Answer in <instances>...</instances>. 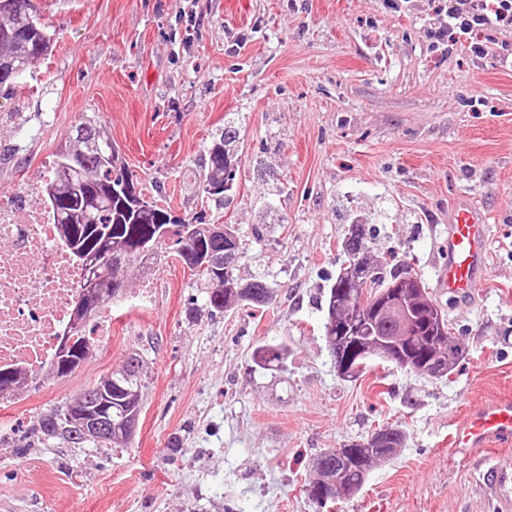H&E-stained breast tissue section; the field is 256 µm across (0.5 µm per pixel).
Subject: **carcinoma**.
Returning a JSON list of instances; mask_svg holds the SVG:
<instances>
[{
    "instance_id": "1",
    "label": "carcinoma",
    "mask_w": 512,
    "mask_h": 512,
    "mask_svg": "<svg viewBox=\"0 0 512 512\" xmlns=\"http://www.w3.org/2000/svg\"><path fill=\"white\" fill-rule=\"evenodd\" d=\"M5 8L11 15L0 17V89L11 88L17 81L9 73L11 63L22 58L29 67L46 55L51 45L48 32L40 25L31 26L26 17V13L33 11V0H5ZM68 139L69 144L57 155L52 177L46 183L47 204L56 217V227L63 228L59 233L60 241L72 251L78 264L83 265L84 255L99 260L94 266L84 265L86 277L116 283L112 298L116 299L122 293L127 268L135 261L142 263L155 257L158 244L169 237L172 239L170 249L189 267L199 284H218L206 292L205 303L211 311L227 313L242 304L263 307L270 301L272 289L266 280L255 278L242 285L234 277L241 248L237 240L223 246L216 240L204 242V247L213 251L224 248L221 265L203 266L189 261L180 247L179 227L195 222L203 230L207 225L203 216L191 221L168 207L157 205L137 211L124 197L116 194L91 210L85 216V223L67 224L87 194L105 187L116 190L129 183L140 186V181L125 162L107 168L103 155L112 150V141L101 134L94 122H80L70 130ZM229 139L226 130L207 148L209 174L203 183L206 194L213 188L214 195H221L224 193L221 186L236 181L237 167L227 165ZM343 252L345 260L336 276L330 279L326 293L324 333L329 349L337 347L344 355L350 348L359 346L366 364L373 358L386 360L389 350L399 346L412 353L413 358L424 359L417 364L416 372L430 377L447 374L456 361H448L445 355L427 356V353L435 352L437 336L441 335L431 325L434 309L426 306L421 296L399 289L400 300L412 311L414 323L411 324L399 308L386 309L382 303L381 295L409 271L400 266L388 270L374 258L363 224L351 225ZM91 340V330L85 327L66 337L63 346L48 362V371L57 377L73 373L86 358ZM286 357L284 346L266 345L257 349L253 361L262 368L278 367ZM140 368V360L134 356L128 358L121 369L125 384L137 391L142 389ZM123 401L124 395L112 394V420H120L119 414L124 407L133 413H141L142 394H137V401L132 404L125 405ZM36 433L40 440L60 439L78 446L87 442L99 446L113 443L109 425L104 423L96 433L87 434L71 421L66 408L43 415ZM404 441L405 433L401 429L385 426L362 443L345 445L338 454L332 451L320 454L313 461L317 478L309 485L310 498L322 508L335 501L336 496L329 493L327 482L338 473L346 492H358L371 467L391 458Z\"/></svg>"
}]
</instances>
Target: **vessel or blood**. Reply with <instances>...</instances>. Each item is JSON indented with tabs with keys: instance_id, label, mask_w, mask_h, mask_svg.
Instances as JSON below:
<instances>
[{
	"instance_id": "1",
	"label": "vessel or blood",
	"mask_w": 512,
	"mask_h": 512,
	"mask_svg": "<svg viewBox=\"0 0 512 512\" xmlns=\"http://www.w3.org/2000/svg\"><path fill=\"white\" fill-rule=\"evenodd\" d=\"M444 262L437 283L450 299L469 297L475 281L487 271L490 226L466 201H456L448 214L442 243ZM453 452L471 456L489 447L512 445V398L493 399L472 408L457 425L450 441ZM483 485L497 503L496 512H512V454L489 460Z\"/></svg>"
}]
</instances>
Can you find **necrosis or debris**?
I'll use <instances>...</instances> for the list:
<instances>
[{"label": "necrosis or debris", "instance_id": "necrosis-or-debris-1", "mask_svg": "<svg viewBox=\"0 0 512 512\" xmlns=\"http://www.w3.org/2000/svg\"><path fill=\"white\" fill-rule=\"evenodd\" d=\"M82 277L39 192L0 201V367L36 368L56 352Z\"/></svg>", "mask_w": 512, "mask_h": 512}]
</instances>
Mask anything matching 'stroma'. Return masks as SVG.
<instances>
[{"label":"stroma","mask_w":512,"mask_h":512,"mask_svg":"<svg viewBox=\"0 0 512 512\" xmlns=\"http://www.w3.org/2000/svg\"><path fill=\"white\" fill-rule=\"evenodd\" d=\"M53 50L0 91V197L39 184L73 126L94 120L144 193L236 226L234 274L266 278V306L212 313L159 244L131 265L108 330L80 367L0 393V500L19 512H495L483 455L448 450L462 415L512 395V29L488 55L443 47L430 0H34ZM231 129L238 176L203 193L206 149ZM491 226L467 301L436 287L452 200ZM406 263L463 355L439 378L377 360L346 380L324 340V294L354 223ZM285 345L283 365L252 361ZM141 361L142 413L125 444L34 435L41 416ZM406 439L362 489L322 508L320 453L384 426Z\"/></svg>","instance_id":"1"}]
</instances>
